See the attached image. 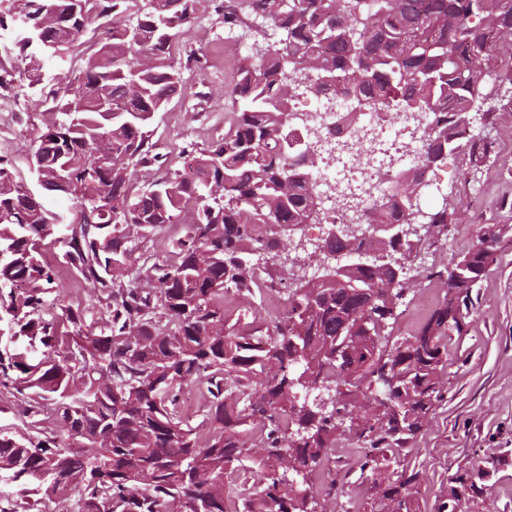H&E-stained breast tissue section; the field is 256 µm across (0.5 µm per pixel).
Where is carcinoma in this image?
Wrapping results in <instances>:
<instances>
[{"label":"carcinoma","instance_id":"1","mask_svg":"<svg viewBox=\"0 0 512 512\" xmlns=\"http://www.w3.org/2000/svg\"><path fill=\"white\" fill-rule=\"evenodd\" d=\"M134 0H11L0 31H19L11 68L42 85V59L85 46V66L63 88L56 115L28 159L59 181L61 208L28 202L19 169L0 156V386L12 387L22 425H0V512H45L54 495L65 512H318L317 499L344 487L333 477L314 491L347 429L367 481L361 512H421L419 473L397 472L410 439L443 401L448 337L461 335L473 288L496 260L501 229L430 275L444 300L419 331L389 343L404 288L388 302L374 271L357 266L336 285L305 283L268 334L252 321L228 325V296L256 288L254 253L282 245L269 228L313 224L317 203L306 147L287 136L294 79L347 82L361 105L411 106L426 121V169L451 151L488 155L465 118L497 80L492 53L512 38V0H227L224 27L285 42L236 63L227 96L237 104L211 145L178 152L198 177L157 150L155 114L181 92L169 63L200 0H147L128 23L98 34L97 22ZM152 180L134 190L137 173ZM126 203L105 211V197ZM408 199L390 189L367 223H411ZM191 215L169 242L170 260L147 265L138 241ZM444 207L423 223L441 233L459 222ZM62 262L103 294L89 312L56 294ZM146 278L154 287L143 288ZM356 332L339 331L337 313ZM198 384L206 405L184 409L183 386ZM314 382L335 396L326 409L296 397ZM481 472L448 475L435 512H464L456 491L474 496Z\"/></svg>","mask_w":512,"mask_h":512}]
</instances>
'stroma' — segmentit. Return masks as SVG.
Returning a JSON list of instances; mask_svg holds the SVG:
<instances>
[{"label":"stroma","instance_id":"35a3bbf8","mask_svg":"<svg viewBox=\"0 0 512 512\" xmlns=\"http://www.w3.org/2000/svg\"><path fill=\"white\" fill-rule=\"evenodd\" d=\"M221 2L201 0L196 20L180 35L175 62L183 87L155 119L153 139L160 147L175 141L206 147L233 110L224 90L238 53L224 38ZM486 91L496 114L486 134L495 148L477 162L460 152L433 167L440 190L433 197L420 192V210L449 207L461 221L436 235L425 262H410L412 278L388 328L395 340L415 334L446 291L441 281L426 275V267L450 265L476 241L481 225L501 226L503 250L473 291L469 325L448 341L445 399L400 459L401 465L421 472L417 497L422 512H433L449 474L478 469L491 458L496 466L483 493L466 508L512 512V83L492 81ZM39 96L18 77L0 87V155L21 170L48 117Z\"/></svg>","mask_w":512,"mask_h":512}]
</instances>
